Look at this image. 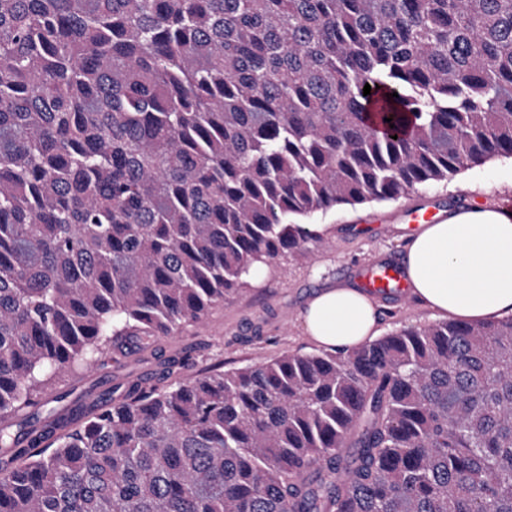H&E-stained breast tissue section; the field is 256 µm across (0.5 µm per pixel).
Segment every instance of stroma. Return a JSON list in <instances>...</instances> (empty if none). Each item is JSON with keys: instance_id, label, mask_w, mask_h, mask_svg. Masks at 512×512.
<instances>
[{"instance_id": "obj_1", "label": "stroma", "mask_w": 512, "mask_h": 512, "mask_svg": "<svg viewBox=\"0 0 512 512\" xmlns=\"http://www.w3.org/2000/svg\"><path fill=\"white\" fill-rule=\"evenodd\" d=\"M497 205L512 200V159L495 158L459 174L445 184L420 188L396 201L371 203L356 208L341 207L311 216L314 224L330 225L328 244L319 249L312 263L280 259L250 276L249 286L230 302L214 306L199 324H189L170 336L156 337L149 345L120 344L112 347L97 364L66 373L60 386L79 391L93 388L99 371L117 366L127 375L156 369L168 359L180 361L178 376L188 377L204 366L218 363L261 364L282 353H308L317 345L302 325L308 301L331 284L353 285V267L371 260H403L411 235L407 225L384 231L374 216L390 215L403 207L434 200L448 210L466 200ZM381 334L403 325L440 321L416 297L384 295L376 300Z\"/></svg>"}]
</instances>
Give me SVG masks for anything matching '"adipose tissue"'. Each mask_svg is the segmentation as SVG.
<instances>
[{
	"mask_svg": "<svg viewBox=\"0 0 512 512\" xmlns=\"http://www.w3.org/2000/svg\"><path fill=\"white\" fill-rule=\"evenodd\" d=\"M412 291L432 310L469 323L512 316V214L475 206L424 226L407 244ZM378 310L364 293L331 285L302 316L318 345L349 349L377 334Z\"/></svg>",
	"mask_w": 512,
	"mask_h": 512,
	"instance_id": "adipose-tissue-1",
	"label": "adipose tissue"
}]
</instances>
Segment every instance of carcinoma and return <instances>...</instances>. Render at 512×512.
I'll use <instances>...</instances> for the list:
<instances>
[{"instance_id":"1","label":"carcinoma","mask_w":512,"mask_h":512,"mask_svg":"<svg viewBox=\"0 0 512 512\" xmlns=\"http://www.w3.org/2000/svg\"><path fill=\"white\" fill-rule=\"evenodd\" d=\"M495 157L512 0H0V512H512V317L38 409Z\"/></svg>"}]
</instances>
